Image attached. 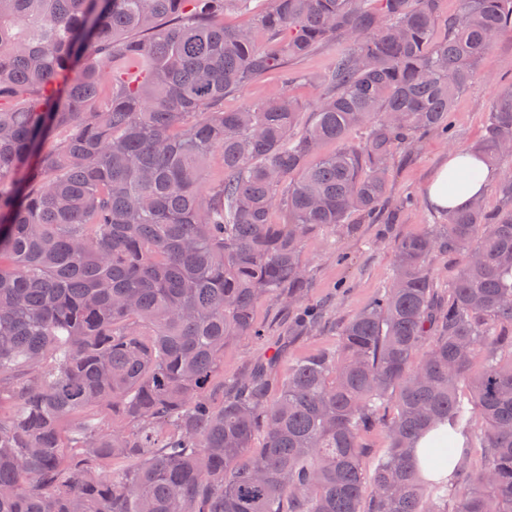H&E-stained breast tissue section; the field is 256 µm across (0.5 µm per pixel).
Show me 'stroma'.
<instances>
[{
    "label": "stroma",
    "mask_w": 512,
    "mask_h": 512,
    "mask_svg": "<svg viewBox=\"0 0 512 512\" xmlns=\"http://www.w3.org/2000/svg\"><path fill=\"white\" fill-rule=\"evenodd\" d=\"M338 46L327 43L305 57L290 62L293 83L275 75L243 91L226 96L224 108L233 111L258 99L292 96L313 105L323 88L320 79L333 63ZM512 83V32L503 33L480 62L467 90L451 107L449 137L432 132L423 136L410 153L398 152L393 160L388 202L376 220L352 216L350 223L309 237L304 246L308 261L305 302L326 306L321 324L305 335L288 337L291 313L287 305L265 302L256 310L262 338L243 336L224 352L221 376L250 370L256 362L287 341L288 351L271 369L272 381L287 376L293 361L303 355L336 348L341 325L362 310L391 279L396 239L430 229L441 219L425 198V187L441 159L451 150L470 149L483 134L488 114L501 89Z\"/></svg>",
    "instance_id": "stroma-1"
}]
</instances>
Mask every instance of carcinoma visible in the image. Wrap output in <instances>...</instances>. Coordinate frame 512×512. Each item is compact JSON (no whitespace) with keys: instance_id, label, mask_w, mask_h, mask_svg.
<instances>
[{"instance_id":"cac0c4a2","label":"carcinoma","mask_w":512,"mask_h":512,"mask_svg":"<svg viewBox=\"0 0 512 512\" xmlns=\"http://www.w3.org/2000/svg\"><path fill=\"white\" fill-rule=\"evenodd\" d=\"M438 3L0 0V512H448L416 448L448 425L425 457L442 467L478 423L456 512H512V174L500 208L400 238L389 284L276 398L273 357L228 393L215 380L236 338L261 335V303L301 301L304 241L376 218L394 151L451 131L512 29V0H461L444 22ZM333 41L302 134L289 96L224 110ZM473 151L512 158V84ZM216 153L224 177L206 186ZM435 251L462 256L446 295ZM294 310L308 329L322 314ZM364 465L369 472L387 452L388 442L383 428L379 427L365 438Z\"/></svg>"}]
</instances>
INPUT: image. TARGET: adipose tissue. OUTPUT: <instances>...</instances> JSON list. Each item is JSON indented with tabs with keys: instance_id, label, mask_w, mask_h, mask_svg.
Returning <instances> with one entry per match:
<instances>
[{
	"instance_id": "ef3b65f1",
	"label": "adipose tissue",
	"mask_w": 512,
	"mask_h": 512,
	"mask_svg": "<svg viewBox=\"0 0 512 512\" xmlns=\"http://www.w3.org/2000/svg\"><path fill=\"white\" fill-rule=\"evenodd\" d=\"M497 174L467 150L449 152L432 174L425 188L428 203L440 211L467 206L484 196Z\"/></svg>"
}]
</instances>
